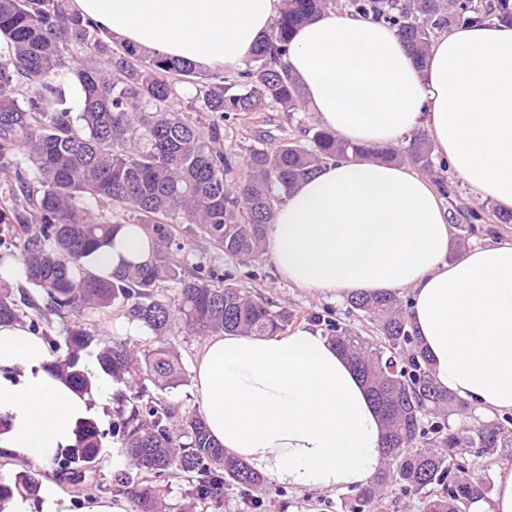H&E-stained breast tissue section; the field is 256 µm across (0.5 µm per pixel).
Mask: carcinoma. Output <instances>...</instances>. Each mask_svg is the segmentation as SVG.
Returning a JSON list of instances; mask_svg holds the SVG:
<instances>
[{
  "label": "carcinoma",
  "instance_id": "obj_1",
  "mask_svg": "<svg viewBox=\"0 0 512 512\" xmlns=\"http://www.w3.org/2000/svg\"><path fill=\"white\" fill-rule=\"evenodd\" d=\"M66 2L0 0V262L20 264L35 291L19 302L12 289L1 288L0 325L22 322L23 304L44 316L39 297L56 312L82 316L129 308L154 335L153 347L110 343L78 320L63 329L62 342L48 339L61 352L48 372L90 396L94 380L83 359L91 356L119 385L112 437L128 469L113 475L112 486L133 512H167L155 478L169 472L196 474L190 500L178 508L196 512L199 500L259 489L265 479L224 453L200 412L147 394L146 380L161 392L187 382L180 354L165 343L168 325L177 319L193 336H276L295 315L229 274L217 282L184 276V236L200 234L247 264L262 255L277 207L330 160L406 162L428 177L448 169L422 132L401 151L346 143L318 126L301 137L247 147L245 173L232 178L224 120L303 111L288 54L294 30L322 12L387 23L422 66L433 39L453 23H512V0H281L270 32L232 77L115 42ZM74 78L84 95L78 112L68 95ZM184 84L195 89L194 102L211 122L172 107ZM124 224H139L150 236L149 260L95 272L86 258L112 243ZM168 282L178 286L174 302L157 294ZM348 304L368 335L332 321L326 330L384 424L381 466L374 481L353 494L350 512H379L403 497L417 500L419 512H467L471 500L492 491L477 474L478 460L512 462V414L476 415L435 384L407 304L396 293L356 294ZM102 439L94 421L80 422L74 445L55 458L59 479L92 485ZM40 488L31 470L0 480V512L16 496L38 497Z\"/></svg>",
  "mask_w": 512,
  "mask_h": 512
}]
</instances>
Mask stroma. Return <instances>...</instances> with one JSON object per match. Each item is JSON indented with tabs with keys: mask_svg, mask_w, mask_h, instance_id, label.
<instances>
[{
	"mask_svg": "<svg viewBox=\"0 0 512 512\" xmlns=\"http://www.w3.org/2000/svg\"><path fill=\"white\" fill-rule=\"evenodd\" d=\"M316 118L309 112L287 115L282 112H264L261 115L239 114L224 122V152L235 161H242L245 149L252 139L263 138L278 140L298 133L300 128L311 127ZM447 192L443 199L448 208L449 222L453 227V236L468 235L470 246H482L492 241L511 239L512 224H502L492 210L482 209V201L476 197L453 172H445ZM482 212V220L471 219V212ZM205 266L215 273H233L236 281L249 291L261 294L274 303L288 307L290 312L299 316L298 323L310 325L313 316L332 318L341 323L360 329L361 324L350 313L347 300L295 288L283 282L276 273L269 257L241 266L224 256L206 239L196 237L190 240L185 254L183 270L193 275L197 266ZM132 319L125 312L111 311L103 317L90 318L91 328L96 329L108 340H128L144 347L152 346L150 332L131 331ZM116 409L114 400H107L103 411L95 415L94 420L100 431L105 432L102 461L97 469L96 478L89 487L71 485L66 481H57L55 469L51 466L40 467L41 481H57L59 489L67 497L71 512H79L83 502L91 498H108L112 495V476L122 468L116 460L117 454L107 434L112 430L113 414ZM258 497L261 506L258 512H344L351 494L347 491H322L316 489H293L275 482L265 483Z\"/></svg>",
	"mask_w": 512,
	"mask_h": 512,
	"instance_id": "obj_1",
	"label": "stroma"
}]
</instances>
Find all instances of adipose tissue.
<instances>
[{
	"label": "adipose tissue",
	"mask_w": 512,
	"mask_h": 512,
	"mask_svg": "<svg viewBox=\"0 0 512 512\" xmlns=\"http://www.w3.org/2000/svg\"><path fill=\"white\" fill-rule=\"evenodd\" d=\"M280 0H70L118 42L235 72L269 33ZM288 62L306 111L342 141L398 143L426 130L478 197L512 211V26L455 27L425 66L388 24L324 13L302 26ZM452 227L431 180L411 165L336 160L300 182L276 210L265 246L278 275L342 299L408 290V314L437 386L477 412H512V239L449 259ZM136 224L90 258L101 273L143 262ZM47 343L0 325V447L36 464L71 445L92 408L44 369ZM195 389L227 454L296 488L356 490L381 463L382 420L344 355L314 328L278 336L209 337Z\"/></svg>",
	"instance_id": "obj_1"
}]
</instances>
